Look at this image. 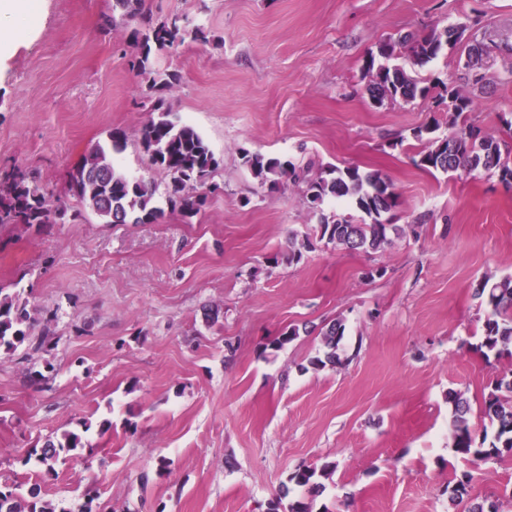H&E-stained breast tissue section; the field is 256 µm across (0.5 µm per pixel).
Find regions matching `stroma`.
I'll use <instances>...</instances> for the list:
<instances>
[{
	"mask_svg": "<svg viewBox=\"0 0 512 512\" xmlns=\"http://www.w3.org/2000/svg\"><path fill=\"white\" fill-rule=\"evenodd\" d=\"M146 5L207 34L156 53V70L178 75L159 94L130 66L131 23L105 26L112 0H45L0 57V166L26 170L66 207L0 249V284L58 312L50 349L0 355V486L39 484L56 512H266L284 488L312 512H468L446 493L466 474L473 495L512 512V457L457 454L448 403L454 390L479 406L512 368L477 351L487 308L475 294L484 277L512 275V191L484 173L417 168L415 130L448 135V112L421 99L376 106L364 71L388 39L466 24L463 43L418 75L472 95L469 125L512 142V0ZM472 41L481 92L462 77ZM159 98L208 141L220 192L190 219L103 224L80 212L69 174L116 127L128 136L121 168L169 183L138 139ZM246 151L382 172L401 234L368 254L315 240L286 262L289 234L312 236L317 216L294 185L267 193ZM338 319L344 363L313 369L318 333ZM85 422L86 448L61 454L54 473L26 463ZM326 465L319 497L289 482Z\"/></svg>",
	"mask_w": 512,
	"mask_h": 512,
	"instance_id": "1",
	"label": "stroma"
}]
</instances>
